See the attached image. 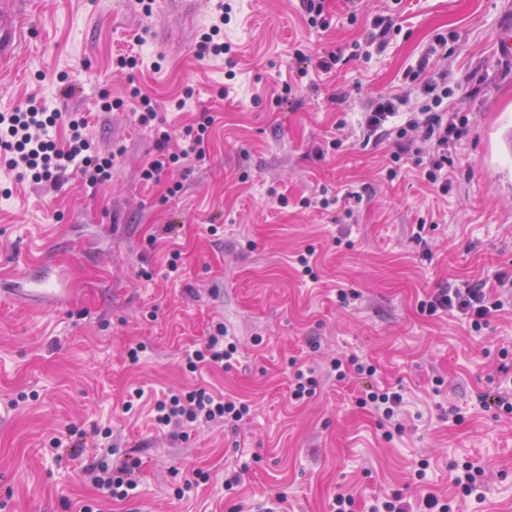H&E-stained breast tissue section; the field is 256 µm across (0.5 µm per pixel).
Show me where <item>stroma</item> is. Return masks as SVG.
<instances>
[{"label":"stroma","mask_w":512,"mask_h":512,"mask_svg":"<svg viewBox=\"0 0 512 512\" xmlns=\"http://www.w3.org/2000/svg\"><path fill=\"white\" fill-rule=\"evenodd\" d=\"M229 2L234 54L201 60L215 0H154L148 15L134 0H21L29 37L0 62V113L32 98L84 115L115 162L105 184L70 171L52 187L0 161V512H255L267 499L279 512H331L342 493L355 512L395 496L413 510L429 493L454 512H512V415L477 399L512 382V310L476 331L419 309L440 288L512 280V154L497 148L512 122V55L498 51L512 38V0H328L326 29L305 23L300 0ZM381 14L398 33L371 59L351 56ZM439 35L444 104L470 120L444 196L359 129L380 93L418 110L405 73ZM336 49L340 65L320 72L318 57ZM128 54L134 73L114 70ZM286 81L297 92L275 105ZM135 85L153 99L150 124ZM203 111L215 117L206 158L144 182L158 130L179 135ZM308 249L313 280L295 262ZM59 268L72 290L64 306L20 302L21 272ZM219 324L236 361L189 372L186 354ZM351 357L375 366V384L401 388L398 424L359 407L360 379L337 380L331 361ZM297 364L321 379L301 403L290 397ZM198 387L250 410L183 436L157 425V399ZM104 427L111 452L50 450L71 429ZM94 462L134 463L127 499L86 480ZM466 462L483 471L481 496L457 493Z\"/></svg>","instance_id":"obj_1"}]
</instances>
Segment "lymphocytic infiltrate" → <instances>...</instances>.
<instances>
[{
	"instance_id": "lymphocytic-infiltrate-1",
	"label": "lymphocytic infiltrate",
	"mask_w": 512,
	"mask_h": 512,
	"mask_svg": "<svg viewBox=\"0 0 512 512\" xmlns=\"http://www.w3.org/2000/svg\"><path fill=\"white\" fill-rule=\"evenodd\" d=\"M408 79L420 85L425 102L420 111L412 113L402 124H395L399 100L382 95L370 102L359 127L364 139H390L394 149L390 154L393 163H401L409 156L430 152L428 166L422 170L425 183L432 190L448 192L450 183L446 175L454 159L450 147L467 135L469 119L459 112L442 109L448 95L447 81H434L426 73L425 65L409 71ZM215 118L207 112L200 113L195 124L184 129L182 144L171 150V135L160 131L157 138L158 158L142 171L146 181L156 180L164 166L187 160H204L206 141ZM67 126L69 134L64 146L43 138V131L50 126ZM87 122L75 115L45 112L28 107L22 112L0 113V152L7 157L10 168L30 172L34 183L58 184L69 168H77L91 185L102 184L112 177L113 155L103 152L85 134ZM502 300L492 298L484 285H472L465 289L442 288L420 305L422 312L436 314L441 310H456L468 317L471 328L479 330L486 325L494 312L502 310ZM238 346L226 339L223 325H216L213 333L199 348L187 353L185 364L189 371L206 365L221 368L234 360ZM159 424L181 430L198 422L220 424L238 421L248 413L246 403L215 395L203 388L174 394L155 405Z\"/></svg>"
}]
</instances>
